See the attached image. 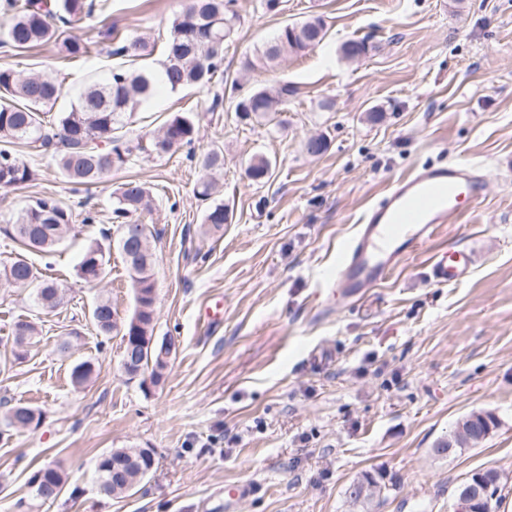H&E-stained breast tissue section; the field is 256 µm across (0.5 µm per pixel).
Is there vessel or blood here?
<instances>
[{"mask_svg":"<svg viewBox=\"0 0 512 512\" xmlns=\"http://www.w3.org/2000/svg\"><path fill=\"white\" fill-rule=\"evenodd\" d=\"M481 179L475 167L426 166L393 183L346 244L331 280L346 297L359 299L391 276L441 224L477 203ZM474 262L467 249H443L430 262L429 279L445 286L464 279Z\"/></svg>","mask_w":512,"mask_h":512,"instance_id":"vessel-or-blood-1","label":"vessel or blood"}]
</instances>
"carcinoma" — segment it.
<instances>
[{"instance_id": "carcinoma-1", "label": "carcinoma", "mask_w": 512, "mask_h": 512, "mask_svg": "<svg viewBox=\"0 0 512 512\" xmlns=\"http://www.w3.org/2000/svg\"><path fill=\"white\" fill-rule=\"evenodd\" d=\"M234 0H187L182 11L175 16L171 37L164 46V80L156 82L147 69L118 65L105 81L89 83L78 101L65 112L47 118L44 109L53 106L61 95L55 82L33 73L21 76L10 69H0V188L17 187L30 180L34 171L13 150L23 145L35 151L52 153L59 174L74 184L89 185L124 168L136 152L151 151L167 154L175 148L190 145L196 134V121L189 112L169 118L148 145L131 143L120 130L127 125L145 102L162 85L172 91L190 85L206 86L223 82L224 45L236 31L239 19L233 9ZM94 0H3L0 12L8 18L0 26V44L16 51H24L50 41H57L72 58L87 56L95 42L80 40L69 34L74 26L92 15ZM327 34L324 21L319 16L302 22L286 23L280 29L277 41L246 60L254 69L277 63L281 52H301L323 42ZM154 46L144 37L125 42L114 51L120 57L138 58L151 54ZM368 51L363 40H350L342 44L340 53L352 59ZM288 101V86H263L252 90L235 102L234 111L245 120L270 122L282 111ZM203 171L196 185L198 197L211 201L204 223L218 232L229 218L224 201L217 198L213 174L224 168V153L216 147L204 152L199 159ZM271 161L255 156L248 167L249 176L262 180L268 175ZM151 190L143 183L129 180L114 191L111 220L115 231L123 225L137 229L138 249L133 253L122 252L129 271L134 292L141 294L142 308L136 309L123 321L108 299L97 301L91 310V319L102 336L112 332L121 334V343L138 348L145 355L142 372L149 373L157 384L167 368L174 349L170 340L159 341L153 336L155 303L153 267V238L150 225L133 224V219L152 208ZM13 237L23 246V251L5 262H0V281L6 284L19 282L30 287L42 307L56 308L63 295L56 283L44 278L28 258V253H50L65 238L75 234L70 209L60 200L37 197L17 217L12 225ZM111 247L99 242L89 245L76 266L77 275L84 282L93 283L92 277L104 279L107 275ZM37 326L29 321H19L14 329V356L20 359L27 347L36 343ZM94 364L89 360L76 363L71 369V383L79 388L93 376ZM471 415L461 419L463 424L489 434L498 421L492 414L487 418L470 421ZM42 412L25 403L6 406L0 414V437L10 433L36 429ZM154 467V452L150 448H115L103 455L96 467L97 483L102 492L112 496L129 493V486L141 481ZM35 496L40 500L54 501L64 491L66 477L61 468L49 464L32 477ZM381 487L371 477L365 476L352 483L348 489L349 503L362 509L380 494Z\"/></svg>"}]
</instances>
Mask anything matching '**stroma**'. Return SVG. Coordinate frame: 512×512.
I'll list each match as a JSON object with an SVG mask.
<instances>
[{
    "label": "stroma",
    "mask_w": 512,
    "mask_h": 512,
    "mask_svg": "<svg viewBox=\"0 0 512 512\" xmlns=\"http://www.w3.org/2000/svg\"><path fill=\"white\" fill-rule=\"evenodd\" d=\"M260 3L234 4L240 26L224 49L225 104L214 105L210 87L164 88L124 129L149 138L191 112V148L134 156L87 188L67 183L51 156L16 147L35 176L0 189V260L20 252L4 229L34 198L64 202L78 234L30 256L65 290L56 310L0 284V398L43 412L36 430L0 439V512H350L346 490L366 474L383 488L369 512H457L458 485L486 469L502 475L492 512H512V0H280L275 12ZM184 4L106 0L71 31L96 41L90 57L66 59L55 42L0 47V69L61 83L54 109L63 111L117 64L108 27L124 38L149 34L155 48L144 63L154 67ZM311 16L325 21L322 45L243 69L284 22ZM352 39L370 47L354 62L339 52ZM236 83L293 93L274 122L258 124L229 109ZM314 135L327 148L312 157L304 143ZM214 145L224 149L218 179L229 210L216 233L194 193L197 156ZM257 155L273 163L260 181L247 173ZM448 162L478 165L479 208L441 225L433 246L362 299L325 291L338 247L390 184ZM127 180L152 192L140 220L154 229V336L177 347L156 385L128 379L120 336L99 335L91 321L100 298L122 318L134 309L119 250L98 285L76 274ZM439 245L472 251L467 279L429 281ZM219 300L222 318L208 319ZM21 320L39 336L18 360ZM79 360L94 362L96 374L77 389L70 371ZM473 411L493 413L497 427L479 446L434 457L435 443ZM131 446L154 450L152 472L125 496L101 494L99 459ZM48 463L66 469L69 487L45 503L31 480ZM237 483L250 492L225 510L224 488Z\"/></svg>",
    "instance_id": "stroma-1"
}]
</instances>
